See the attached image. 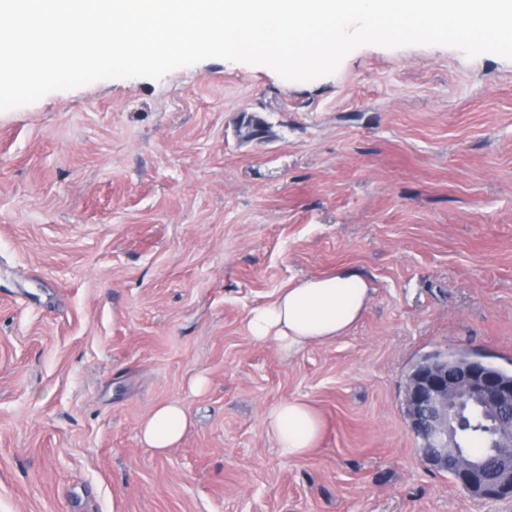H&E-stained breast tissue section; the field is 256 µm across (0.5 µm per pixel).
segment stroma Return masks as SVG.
I'll return each instance as SVG.
<instances>
[{
  "instance_id": "obj_1",
  "label": "stroma",
  "mask_w": 512,
  "mask_h": 512,
  "mask_svg": "<svg viewBox=\"0 0 512 512\" xmlns=\"http://www.w3.org/2000/svg\"><path fill=\"white\" fill-rule=\"evenodd\" d=\"M344 267L374 288L344 336H249ZM435 351L512 370V59L211 58L0 111V512H512L417 453L404 383ZM292 397L323 422L300 459L262 423ZM168 401L191 424L159 453L139 425Z\"/></svg>"
}]
</instances>
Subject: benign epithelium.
<instances>
[{
    "instance_id": "7a95c632",
    "label": "benign epithelium",
    "mask_w": 512,
    "mask_h": 512,
    "mask_svg": "<svg viewBox=\"0 0 512 512\" xmlns=\"http://www.w3.org/2000/svg\"><path fill=\"white\" fill-rule=\"evenodd\" d=\"M475 400L497 425L492 450L499 460L493 477L469 461L460 448L457 430L462 405ZM405 415L409 430L426 448L423 462L438 472L451 471L473 499L494 501L512 497V377L474 358L452 363L429 356L418 362L405 380Z\"/></svg>"
}]
</instances>
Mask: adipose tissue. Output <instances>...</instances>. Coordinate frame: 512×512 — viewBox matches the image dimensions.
<instances>
[{
  "label": "adipose tissue",
  "mask_w": 512,
  "mask_h": 512,
  "mask_svg": "<svg viewBox=\"0 0 512 512\" xmlns=\"http://www.w3.org/2000/svg\"><path fill=\"white\" fill-rule=\"evenodd\" d=\"M372 297L367 280L356 270L305 277L280 289L268 303L247 316L249 335L292 354L312 344L335 341L362 316ZM189 418L175 401L157 405L140 425L142 443L157 451L175 447L183 438ZM263 426L281 456L298 459L316 448L322 423L311 404L289 398L270 408Z\"/></svg>",
  "instance_id": "adipose-tissue-1"
}]
</instances>
